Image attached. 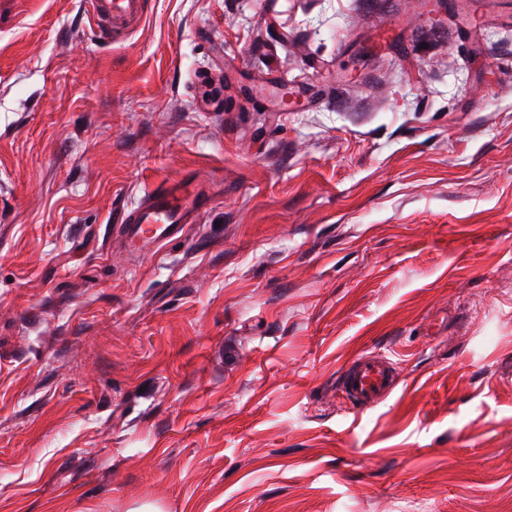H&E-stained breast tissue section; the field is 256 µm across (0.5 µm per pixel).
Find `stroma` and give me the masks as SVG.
<instances>
[{
  "label": "stroma",
  "instance_id": "1",
  "mask_svg": "<svg viewBox=\"0 0 512 512\" xmlns=\"http://www.w3.org/2000/svg\"><path fill=\"white\" fill-rule=\"evenodd\" d=\"M144 504L512 512V0H0V512ZM97 22L99 35L121 39L147 13L148 0H86ZM210 183L185 176L175 183L157 186L136 205L115 217L126 247L133 252L145 242L161 244L181 239L189 224L212 202ZM394 364L385 356H360L342 373L341 389L361 410L378 404L396 386Z\"/></svg>",
  "mask_w": 512,
  "mask_h": 512
}]
</instances>
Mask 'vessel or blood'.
<instances>
[{
	"label": "vessel or blood",
	"mask_w": 512,
	"mask_h": 512,
	"mask_svg": "<svg viewBox=\"0 0 512 512\" xmlns=\"http://www.w3.org/2000/svg\"><path fill=\"white\" fill-rule=\"evenodd\" d=\"M102 38L121 39L147 13L148 0H86ZM210 184L184 177L157 186L136 205L120 211L115 222L130 251L140 244L181 239L212 202ZM393 363L382 355L361 356L342 373L341 389L360 409L378 404L395 387Z\"/></svg>",
	"instance_id": "b4317fda"
}]
</instances>
